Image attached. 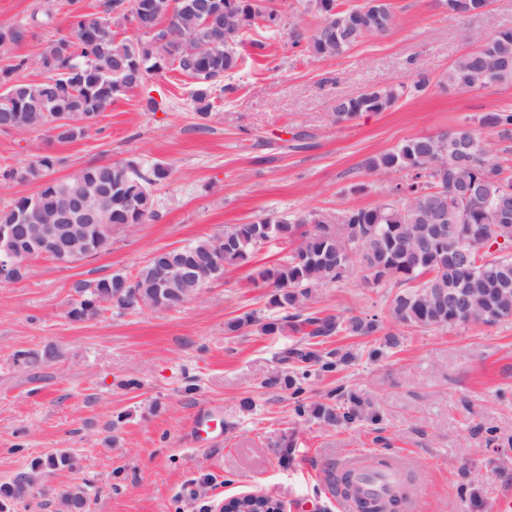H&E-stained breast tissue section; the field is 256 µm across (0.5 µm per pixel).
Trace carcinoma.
<instances>
[{
	"mask_svg": "<svg viewBox=\"0 0 512 512\" xmlns=\"http://www.w3.org/2000/svg\"><path fill=\"white\" fill-rule=\"evenodd\" d=\"M268 0H180L168 15L155 9L164 0H105L102 15L70 12V34L50 40L40 53L39 80L12 77L22 69L3 71L0 84V126L16 129L46 127L59 142L87 135L85 121L107 110L119 94L131 89L135 76L145 77L164 65L194 80L191 100L198 119L210 116L212 89L220 78L236 70L241 58L236 46L253 27L280 30L284 15L267 5ZM320 21L312 33L294 32L293 46L320 59L337 58L365 37L383 34L395 24L390 0H367L345 6L342 0H312ZM485 0H441L454 18H465ZM144 10L155 21L152 33L117 39V29L133 22ZM512 82V30L494 33L481 45L458 57L448 70V84L462 89ZM399 92L374 89L334 105L336 123L352 122L365 112L390 108ZM512 133V111L490 109L478 117V128H461L441 135H422L405 140L397 148L370 158L371 172H398L401 180L390 189V199L371 208L336 212L311 211L277 219L234 224L224 232L166 250L163 257L147 259L133 274L114 273L75 283L78 299L68 312L74 321L107 311L119 313L149 308L169 309L193 299L202 289L200 280L185 278L180 287L163 286L168 265L215 258L220 269L247 263L271 242L291 246L287 256L258 272L273 288L267 309L276 317L250 311L229 322L237 332L257 326L264 334L290 330L310 339L326 336H370L380 327L378 315L362 319L326 314L314 309V291L341 281L356 271L372 288H391V317L419 328L492 326L512 319V240L501 225H512V149H500L484 132ZM59 164L51 154L35 156L25 177L41 181L32 197H22L0 211V226H21L30 213L34 224L54 223L56 208L71 195L84 196L101 223L112 225V234L96 235L82 228L95 253L112 247V235L131 231L157 216L155 189L169 178V170L156 162L141 169L132 162L101 163L80 168L64 178L46 179ZM439 216L455 231V237L471 250L470 266L461 267L449 251L448 241L433 237ZM504 238L499 242L498 238ZM117 281L126 284L128 298L115 304L107 294ZM280 360L304 374L311 366L332 372L337 362L327 360L309 343L281 352ZM327 425L352 424L361 417L355 396L336 406L314 408ZM69 453L34 460L29 471L0 484V512H14V504L42 476L75 467ZM399 501L356 497L360 509L370 505L379 512ZM67 512H83L87 490L76 487L61 497Z\"/></svg>",
	"mask_w": 512,
	"mask_h": 512,
	"instance_id": "1",
	"label": "carcinoma"
}]
</instances>
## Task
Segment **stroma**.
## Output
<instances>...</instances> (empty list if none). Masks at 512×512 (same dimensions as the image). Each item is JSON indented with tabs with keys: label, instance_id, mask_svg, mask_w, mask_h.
<instances>
[{
	"label": "stroma",
	"instance_id": "35a3bbf8",
	"mask_svg": "<svg viewBox=\"0 0 512 512\" xmlns=\"http://www.w3.org/2000/svg\"><path fill=\"white\" fill-rule=\"evenodd\" d=\"M391 3L390 31L317 59L292 44L293 32L318 22L311 0H276L284 29L244 35L241 65L215 85L205 120L194 114L192 79L163 69L118 95L82 139L59 142L44 127L0 131V210L38 191L22 174L44 152L60 160L56 178L105 162L170 171L157 218L114 236L110 251L74 265L39 258L25 278L0 280V484L46 454L78 459L38 480L15 512H64L60 495L76 486L87 487L89 512H199L251 492L281 500L285 512H345L331 478L358 451L400 461L404 479L423 490L416 512H487L499 487L512 486V321L411 328L387 315L388 289L348 274L318 290V307L378 313L381 328L325 338L320 350L352 360L311 370L297 396L278 354L301 335L226 330L265 311L268 290L256 275L285 256L281 244L226 268L178 307L68 316L76 282L136 272L158 249L233 224L386 202L400 177L367 172L368 158L491 108L512 111L510 83L461 90L446 79L479 38L512 30V0H490L488 13L462 21L439 0ZM69 9V0H0V32L25 31L0 44V70L25 59L22 77L41 78L35 61L67 33ZM47 13L52 22L34 24ZM418 66L430 78L422 92L409 88ZM386 87L400 91L393 107L335 122L337 98ZM151 97L164 108L147 111ZM389 334L397 347H386ZM351 394L363 404L359 421L333 427L312 416ZM203 410L222 414L224 437L195 446L187 432Z\"/></svg>",
	"mask_w": 512,
	"mask_h": 512
}]
</instances>
